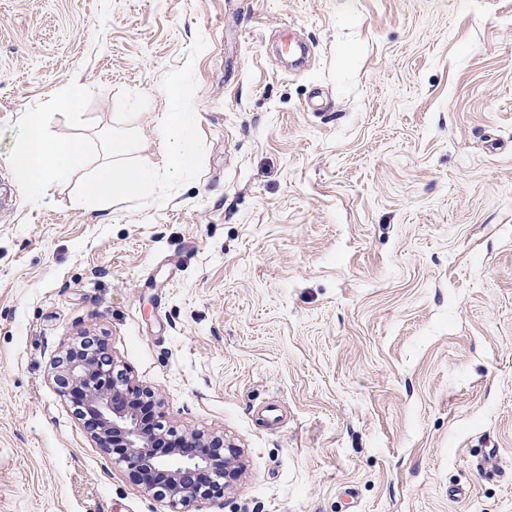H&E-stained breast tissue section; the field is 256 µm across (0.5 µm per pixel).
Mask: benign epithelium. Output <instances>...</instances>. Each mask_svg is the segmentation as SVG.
<instances>
[{
  "instance_id": "obj_1",
  "label": "benign epithelium",
  "mask_w": 512,
  "mask_h": 512,
  "mask_svg": "<svg viewBox=\"0 0 512 512\" xmlns=\"http://www.w3.org/2000/svg\"><path fill=\"white\" fill-rule=\"evenodd\" d=\"M53 381L98 446L117 455L133 483L167 501L170 512L222 496L239 479V450L221 436L177 434L153 393L130 384L102 341L81 336L71 343L54 362Z\"/></svg>"
}]
</instances>
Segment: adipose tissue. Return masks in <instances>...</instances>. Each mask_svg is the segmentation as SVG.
Segmentation results:
<instances>
[{
    "instance_id": "adipose-tissue-1",
    "label": "adipose tissue",
    "mask_w": 512,
    "mask_h": 512,
    "mask_svg": "<svg viewBox=\"0 0 512 512\" xmlns=\"http://www.w3.org/2000/svg\"><path fill=\"white\" fill-rule=\"evenodd\" d=\"M86 154L81 142L49 138L42 113L34 112L27 119L22 142L12 162L23 174L28 190L39 195L57 176L80 166Z\"/></svg>"
}]
</instances>
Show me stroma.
<instances>
[{
	"instance_id": "35a3bbf8",
	"label": "stroma",
	"mask_w": 512,
	"mask_h": 512,
	"mask_svg": "<svg viewBox=\"0 0 512 512\" xmlns=\"http://www.w3.org/2000/svg\"><path fill=\"white\" fill-rule=\"evenodd\" d=\"M199 34L200 177L77 202L120 92L163 165ZM32 112L88 148L37 196ZM85 333L177 434L240 450L190 512H512V0H0V512H169L50 379Z\"/></svg>"
}]
</instances>
